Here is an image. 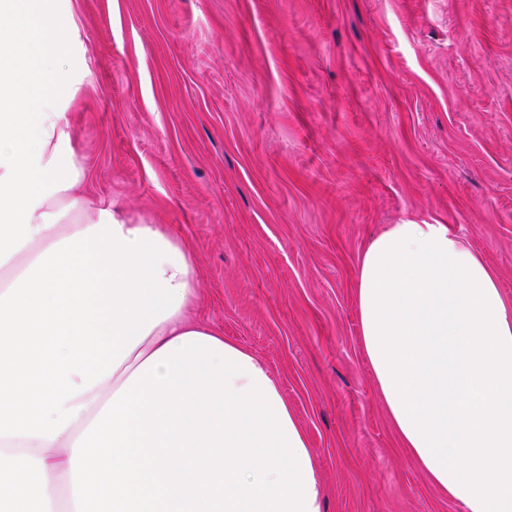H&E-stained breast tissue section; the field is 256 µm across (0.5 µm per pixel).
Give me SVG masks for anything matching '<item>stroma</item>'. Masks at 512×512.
Masks as SVG:
<instances>
[{
  "label": "stroma",
  "instance_id": "obj_1",
  "mask_svg": "<svg viewBox=\"0 0 512 512\" xmlns=\"http://www.w3.org/2000/svg\"><path fill=\"white\" fill-rule=\"evenodd\" d=\"M71 3L90 205L190 248L197 315L279 380L327 512H460L387 418L356 282L386 225L447 224L512 306V0Z\"/></svg>",
  "mask_w": 512,
  "mask_h": 512
}]
</instances>
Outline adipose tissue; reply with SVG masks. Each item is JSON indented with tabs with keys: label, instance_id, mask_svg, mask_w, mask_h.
<instances>
[{
	"label": "adipose tissue",
	"instance_id": "obj_1",
	"mask_svg": "<svg viewBox=\"0 0 512 512\" xmlns=\"http://www.w3.org/2000/svg\"><path fill=\"white\" fill-rule=\"evenodd\" d=\"M69 0H0V512H325L265 361L193 318L191 251L88 207ZM362 344L403 448L462 512H512V308L463 236L391 224Z\"/></svg>",
	"mask_w": 512,
	"mask_h": 512
}]
</instances>
